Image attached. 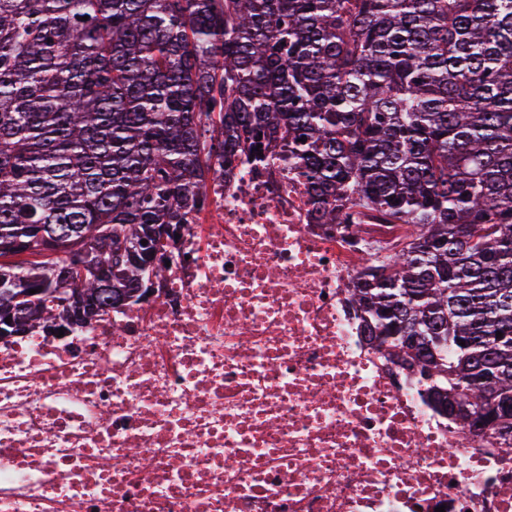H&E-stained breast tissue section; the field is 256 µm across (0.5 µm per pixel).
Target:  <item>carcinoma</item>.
Returning a JSON list of instances; mask_svg holds the SVG:
<instances>
[{"label":"carcinoma","mask_w":512,"mask_h":512,"mask_svg":"<svg viewBox=\"0 0 512 512\" xmlns=\"http://www.w3.org/2000/svg\"><path fill=\"white\" fill-rule=\"evenodd\" d=\"M243 154L399 231L355 276L369 341L511 433L512 0H0V318L45 281L139 302Z\"/></svg>","instance_id":"cac0c4a2"}]
</instances>
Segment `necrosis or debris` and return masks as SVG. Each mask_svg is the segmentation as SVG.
<instances>
[{"label": "necrosis or debris", "mask_w": 512, "mask_h": 512, "mask_svg": "<svg viewBox=\"0 0 512 512\" xmlns=\"http://www.w3.org/2000/svg\"><path fill=\"white\" fill-rule=\"evenodd\" d=\"M207 198L149 301L0 340V512H512V453L365 340L303 169Z\"/></svg>", "instance_id": "necrosis-or-debris-1"}]
</instances>
